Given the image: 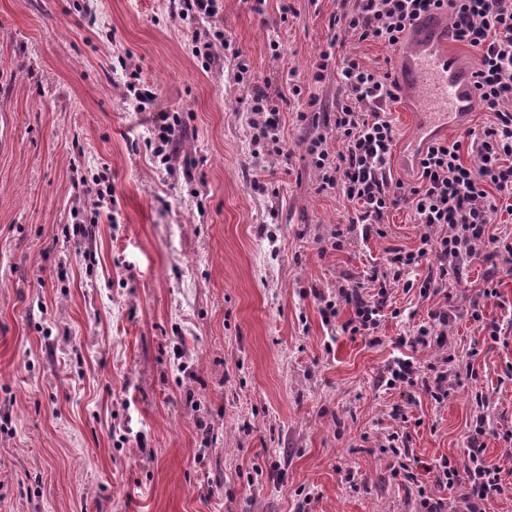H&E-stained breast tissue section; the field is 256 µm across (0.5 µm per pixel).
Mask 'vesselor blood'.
Segmentation results:
<instances>
[{"instance_id":"1","label":"vessel or blood","mask_w":512,"mask_h":512,"mask_svg":"<svg viewBox=\"0 0 512 512\" xmlns=\"http://www.w3.org/2000/svg\"><path fill=\"white\" fill-rule=\"evenodd\" d=\"M472 72L452 45L447 15H432L414 27L392 69L401 95L418 104L415 135L399 155L402 165L415 163L438 133L467 128L476 109Z\"/></svg>"}]
</instances>
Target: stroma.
<instances>
[{"mask_svg": "<svg viewBox=\"0 0 512 512\" xmlns=\"http://www.w3.org/2000/svg\"><path fill=\"white\" fill-rule=\"evenodd\" d=\"M75 2L0 0V512H416L421 487L461 512L465 486L426 467L464 455L478 403L512 429V276L483 310L503 325L497 343L463 318L442 344L398 343L436 309H468L479 257L464 294L392 285L401 314L379 344L343 332L349 309L326 318L318 295L354 282L372 294L365 274L388 249L445 227L401 208L385 236L356 230L333 248L354 207L320 190L315 130L295 106H280L289 161L252 156L247 91L223 49L201 70L165 0H92L88 15ZM290 4L284 18L279 0L262 16L223 0L225 35L274 90L312 72L338 7ZM122 58L181 112L169 166L125 98ZM104 166L100 208L83 183ZM447 356L444 402L381 384L397 359ZM394 433L423 463L419 487L391 474Z\"/></svg>", "mask_w": 512, "mask_h": 512, "instance_id": "stroma-1", "label": "stroma"}]
</instances>
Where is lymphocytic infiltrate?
Listing matches in <instances>:
<instances>
[{"label":"lymphocytic infiltrate","mask_w":512,"mask_h":512,"mask_svg":"<svg viewBox=\"0 0 512 512\" xmlns=\"http://www.w3.org/2000/svg\"><path fill=\"white\" fill-rule=\"evenodd\" d=\"M172 10L187 23L206 22L203 34L192 37V53L202 68H210L215 47H222L232 62L238 83L254 87L249 103L251 140L258 152L283 155L278 135L279 107L273 97L258 91L250 64L224 34L221 0H170ZM447 10L455 41L476 55V101L490 119L481 131H465L453 139L435 138L422 151L415 165L413 182H392L388 163L398 141V129L389 116V106L399 95L389 73L372 69L352 55L335 58L332 50L321 52L310 80L288 72V96L300 101L307 82H321L335 70L342 95L336 109L320 116L297 110L298 121H311L335 130L341 150L330 151L325 135L313 138L307 152L319 170L320 189H339L354 206L349 224L337 226L332 245L341 248L352 227L363 237L384 236L391 210L408 208L416 223L445 225L446 235L423 236L417 248H391L385 270L370 269L367 279L374 286L365 296L360 285L338 289L335 298L324 300L322 312L336 316L341 306L352 309L342 328L350 335L377 343L391 283L428 292L434 284L462 282L463 271L476 255L489 265L488 279L497 278L501 267H512V237L493 232L501 214L512 216V0H340L333 18V46L346 38L382 44L391 48L403 43L424 14ZM124 86L135 111L151 113L155 132L154 155L169 163L170 149L182 130L178 111L157 108L158 95L145 87L141 71L123 67ZM427 264L429 275L414 284L409 273ZM447 364L416 365L397 359L388 369V387L422 386L438 402L450 395ZM466 461L441 458L431 469L444 487L465 484L466 512H486L489 503L504 491L501 469L487 464L484 451L494 434L484 416L470 423Z\"/></svg>","instance_id":"lymphocytic-infiltrate-1"}]
</instances>
